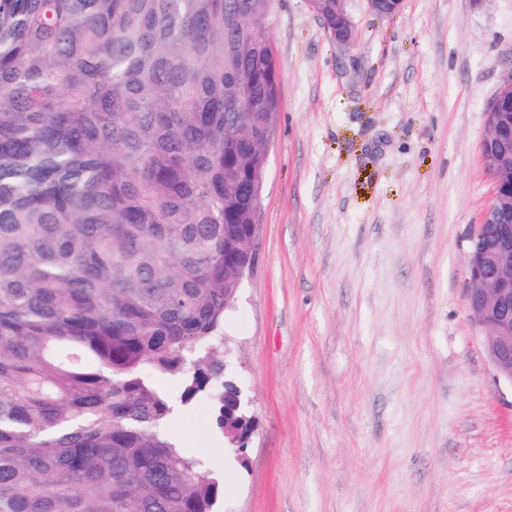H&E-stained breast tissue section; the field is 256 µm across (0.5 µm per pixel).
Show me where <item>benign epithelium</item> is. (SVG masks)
Masks as SVG:
<instances>
[{"mask_svg":"<svg viewBox=\"0 0 512 512\" xmlns=\"http://www.w3.org/2000/svg\"><path fill=\"white\" fill-rule=\"evenodd\" d=\"M336 0L334 10L323 16L328 38L341 46L354 41L355 29L344 6ZM403 0H370L379 16H392ZM512 110V95L495 94L487 111L486 133L481 145L483 163L493 179L491 200L480 224L469 239L465 303L468 315L480 330L491 364L499 379L512 385V181L502 177L512 171V123L506 112ZM254 261V251L237 259L224 255V272L243 285ZM243 386H238L232 408L243 413L251 424L249 431L227 434L224 444L239 454L247 448L254 433L253 417Z\"/></svg>","mask_w":512,"mask_h":512,"instance_id":"1","label":"benign epithelium"}]
</instances>
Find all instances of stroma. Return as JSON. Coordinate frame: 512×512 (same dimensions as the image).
Listing matches in <instances>:
<instances>
[{
  "label": "stroma",
  "mask_w": 512,
  "mask_h": 512,
  "mask_svg": "<svg viewBox=\"0 0 512 512\" xmlns=\"http://www.w3.org/2000/svg\"><path fill=\"white\" fill-rule=\"evenodd\" d=\"M346 7L347 48L306 0L264 25L279 124L224 323L255 431L236 457L201 402L170 431L223 477L219 512H512V385L464 298L512 0Z\"/></svg>",
  "instance_id": "1"
}]
</instances>
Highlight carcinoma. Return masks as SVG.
Wrapping results in <instances>:
<instances>
[{
    "mask_svg": "<svg viewBox=\"0 0 512 512\" xmlns=\"http://www.w3.org/2000/svg\"><path fill=\"white\" fill-rule=\"evenodd\" d=\"M270 7L0 0V512H216L169 424L204 394L243 426L215 341L276 134Z\"/></svg>",
    "mask_w": 512,
    "mask_h": 512,
    "instance_id": "carcinoma-1",
    "label": "carcinoma"
}]
</instances>
